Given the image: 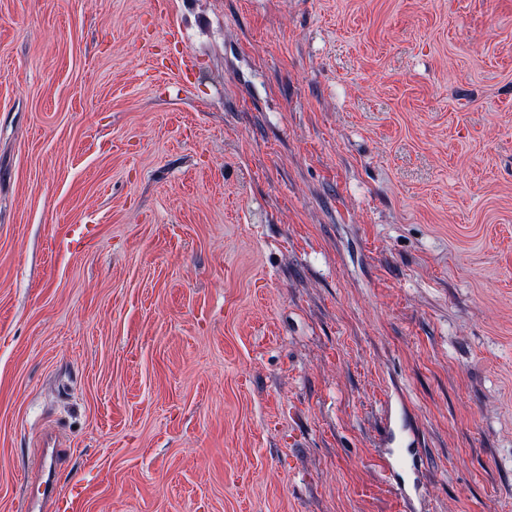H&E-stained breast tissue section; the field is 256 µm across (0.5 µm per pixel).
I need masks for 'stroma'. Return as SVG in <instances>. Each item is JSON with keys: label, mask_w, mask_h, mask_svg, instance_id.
<instances>
[{"label": "stroma", "mask_w": 512, "mask_h": 512, "mask_svg": "<svg viewBox=\"0 0 512 512\" xmlns=\"http://www.w3.org/2000/svg\"><path fill=\"white\" fill-rule=\"evenodd\" d=\"M49 434L74 512H512V0H0V512Z\"/></svg>", "instance_id": "obj_1"}]
</instances>
